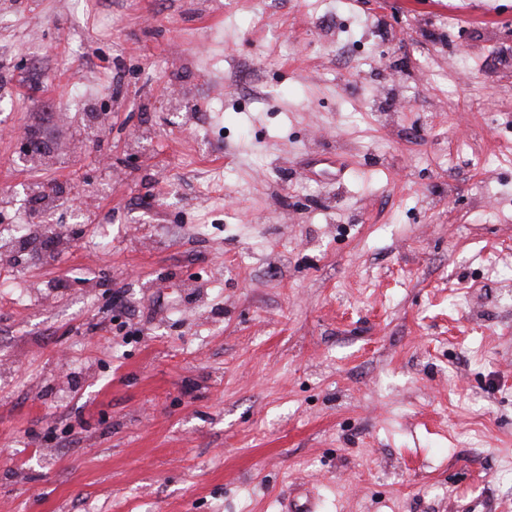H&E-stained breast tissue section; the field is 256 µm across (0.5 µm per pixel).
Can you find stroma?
Listing matches in <instances>:
<instances>
[{
	"label": "stroma",
	"instance_id": "obj_1",
	"mask_svg": "<svg viewBox=\"0 0 512 512\" xmlns=\"http://www.w3.org/2000/svg\"><path fill=\"white\" fill-rule=\"evenodd\" d=\"M0 75V512H512V0H12ZM20 140L19 159L21 162L27 164L43 157V155H41L43 138L39 133L32 130L24 131L20 135Z\"/></svg>",
	"mask_w": 512,
	"mask_h": 512
}]
</instances>
